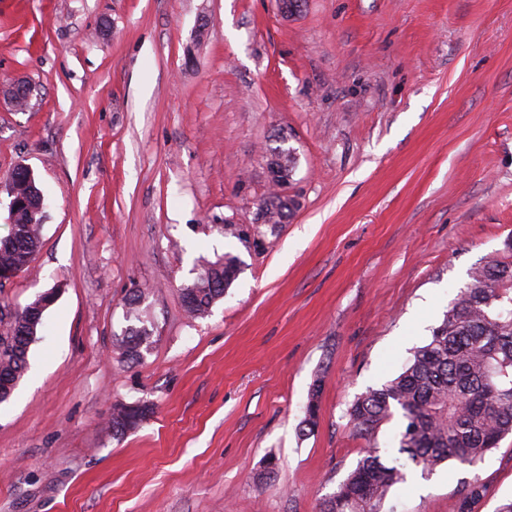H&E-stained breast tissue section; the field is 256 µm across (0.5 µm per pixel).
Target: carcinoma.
<instances>
[{
    "instance_id": "carcinoma-1",
    "label": "carcinoma",
    "mask_w": 512,
    "mask_h": 512,
    "mask_svg": "<svg viewBox=\"0 0 512 512\" xmlns=\"http://www.w3.org/2000/svg\"><path fill=\"white\" fill-rule=\"evenodd\" d=\"M17 204L8 235L0 238V271H27L40 244L44 194L19 170L10 175ZM271 226L284 223L299 207L293 196L271 192L263 198ZM240 273L232 256L209 264L180 288L190 315L203 317L224 298ZM469 288L459 291L429 340L418 347L402 371L379 388L356 397L348 410L358 433L373 439L385 424L400 416L396 453L382 458L373 445L356 467L322 503L320 512H385L392 487L412 472L427 477L445 464L470 470L512 434V262L493 260L476 268ZM142 293L127 299V319L138 322L123 334L127 356L138 360L155 339L144 319ZM46 297L39 295L8 319L0 317V404L9 401L29 368V352L44 324ZM319 388H314L300 423L312 430L317 420ZM145 404L112 405V434L123 435L147 420ZM486 487L474 475L460 482L459 512H474Z\"/></svg>"
}]
</instances>
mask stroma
<instances>
[{
	"label": "stroma",
	"instance_id": "obj_1",
	"mask_svg": "<svg viewBox=\"0 0 512 512\" xmlns=\"http://www.w3.org/2000/svg\"><path fill=\"white\" fill-rule=\"evenodd\" d=\"M16 81L31 99L0 97V237L17 165L46 218L0 306L58 295L0 405V512H319L368 446L349 404L474 268L512 261V0H0ZM283 140L300 206L258 225ZM227 255L238 279L189 317L180 286ZM135 289L156 338L138 361L119 346ZM116 402L153 413L117 438ZM475 475L476 512L512 499V434L386 504L457 512ZM486 487L479 476L460 483L459 512H474L485 495Z\"/></svg>",
	"mask_w": 512,
	"mask_h": 512
}]
</instances>
